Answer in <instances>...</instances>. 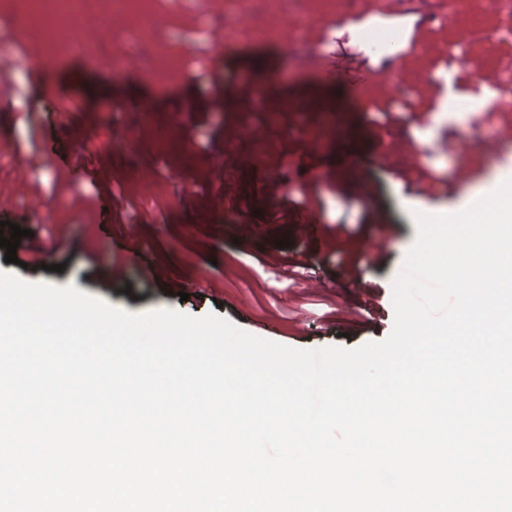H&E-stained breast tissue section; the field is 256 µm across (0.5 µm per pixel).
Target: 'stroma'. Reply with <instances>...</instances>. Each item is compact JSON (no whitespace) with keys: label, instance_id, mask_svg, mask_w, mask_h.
<instances>
[{"label":"stroma","instance_id":"stroma-1","mask_svg":"<svg viewBox=\"0 0 512 512\" xmlns=\"http://www.w3.org/2000/svg\"><path fill=\"white\" fill-rule=\"evenodd\" d=\"M327 0H306L314 21L302 40L277 39L268 47L229 51L216 46L224 23L223 6L210 0H158L164 22L154 43L161 55L143 53L140 67L113 79L103 62L62 59L59 69L39 76L10 66L13 55L30 46L38 29L0 40V83L13 84L19 98L0 107V186L11 189L7 221L37 231L54 270L27 275L30 283L75 286L131 313L174 310L192 316L216 314L242 330L290 347L356 348L385 339L394 321L393 281L401 272L417 234L413 214L458 212L473 196L487 192L499 172L512 170V143L498 132L512 126V108L496 109L493 99L512 100L501 83L512 70V41L486 40L487 31L512 24L491 14L488 0H425L417 10L397 12L388 0H347L350 12L399 33L405 49L392 57L404 64L397 82L375 73L363 48L344 44L342 70L303 74L287 66L290 48L315 54L336 29ZM195 44L186 55V44ZM456 44L461 59L448 61ZM184 58L188 79L160 90L145 81L144 67H162ZM262 87L260 105L240 98L244 82ZM112 95L121 112L101 110ZM455 108L442 112L443 98ZM51 100L72 104L70 121L59 125L45 111ZM153 107L152 123L133 144L115 136L142 126L141 108ZM393 106L396 121L374 126L380 109ZM265 127L269 150L227 140L226 132ZM315 142V151L304 145ZM83 154L95 180L69 167L43 163V146ZM223 155L229 196L238 208L210 207L215 192L209 168ZM156 173L157 192H138L143 169ZM281 183L264 191L265 178ZM372 188L362 198L356 180ZM417 183L431 193L414 192ZM192 201L183 204L182 190ZM42 200L47 212L35 211ZM318 211L316 242L293 240L280 249V221ZM252 217L255 243H234L235 224ZM136 220L153 265L168 278L199 283L188 300L169 298L165 280H145L135 247L120 245L123 224ZM385 237L382 251L360 262L351 277L345 259L361 238ZM304 254L306 268H288V258ZM381 289L383 320L362 327L345 310L360 288Z\"/></svg>","mask_w":512,"mask_h":512}]
</instances>
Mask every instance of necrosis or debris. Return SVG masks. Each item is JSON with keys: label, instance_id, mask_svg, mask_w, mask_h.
<instances>
[{"label": "necrosis or debris", "instance_id": "1", "mask_svg": "<svg viewBox=\"0 0 512 512\" xmlns=\"http://www.w3.org/2000/svg\"><path fill=\"white\" fill-rule=\"evenodd\" d=\"M233 9L224 17L223 43L231 45L236 39V24L240 15L258 14L249 39L258 46L272 43L278 30L292 29L303 34L312 18L299 6V0H231ZM129 23L141 42H148L157 30L160 19L156 0H110L107 11L95 13L88 0H23L20 10L0 18V24L12 32L38 27L52 39L60 54L87 57L92 46L82 33L90 28H109Z\"/></svg>", "mask_w": 512, "mask_h": 512}]
</instances>
